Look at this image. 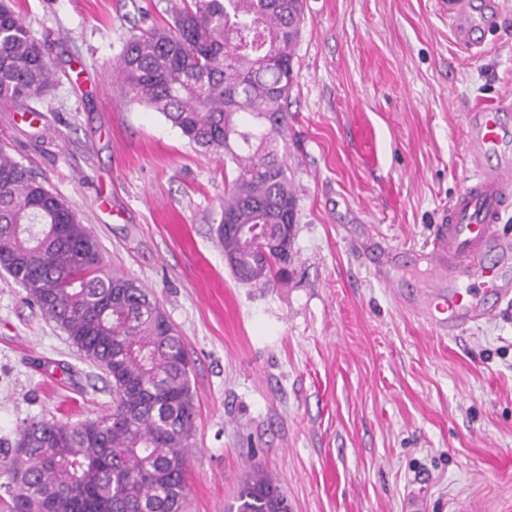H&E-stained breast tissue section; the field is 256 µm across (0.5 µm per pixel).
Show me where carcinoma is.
Returning a JSON list of instances; mask_svg holds the SVG:
<instances>
[{
    "mask_svg": "<svg viewBox=\"0 0 512 512\" xmlns=\"http://www.w3.org/2000/svg\"><path fill=\"white\" fill-rule=\"evenodd\" d=\"M172 23L135 35L114 73L201 153L231 166L217 236L231 271L285 285L275 253L226 224H266L279 237L296 217L282 154L303 0H170ZM45 43L0 0V101L31 100L53 84ZM0 269L112 384V409L76 425L31 420L0 449L6 512H182L195 432L190 360L151 291L104 269L90 229L0 147ZM253 472L224 512H289Z\"/></svg>",
    "mask_w": 512,
    "mask_h": 512,
    "instance_id": "1",
    "label": "carcinoma"
}]
</instances>
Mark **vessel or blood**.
Wrapping results in <instances>:
<instances>
[{"instance_id": "1", "label": "vessel or blood", "mask_w": 512, "mask_h": 512, "mask_svg": "<svg viewBox=\"0 0 512 512\" xmlns=\"http://www.w3.org/2000/svg\"><path fill=\"white\" fill-rule=\"evenodd\" d=\"M464 0H448V16L455 22L461 42L472 43L479 20H463ZM502 107H481L470 114L473 174L448 208L447 222L433 241L419 252V267L434 285L417 316L436 327L457 329L493 319L499 302L512 300V285L502 277L498 264L488 262L489 248L498 242V226L512 201V163L487 167L485 158L503 152L506 130ZM355 155L367 169L380 165L375 130L358 120Z\"/></svg>"}]
</instances>
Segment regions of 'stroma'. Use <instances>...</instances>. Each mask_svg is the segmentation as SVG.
<instances>
[{"label":"stroma","mask_w":512,"mask_h":512,"mask_svg":"<svg viewBox=\"0 0 512 512\" xmlns=\"http://www.w3.org/2000/svg\"><path fill=\"white\" fill-rule=\"evenodd\" d=\"M57 73L0 103V144L62 197L108 270L148 288L192 361L185 512H224L261 467L290 512H512V308L452 336L376 275L414 254L468 183L467 115L512 94V0L466 48L448 0H304L285 159L297 195L293 275L238 282L215 229L228 182L112 68L168 24L167 0H16ZM42 119L30 123L28 108ZM366 113L383 161L354 158ZM111 384L0 273V448L26 420L105 413Z\"/></svg>","instance_id":"stroma-1"}]
</instances>
